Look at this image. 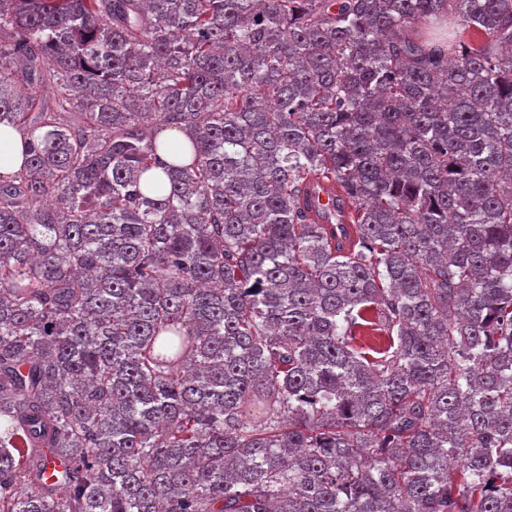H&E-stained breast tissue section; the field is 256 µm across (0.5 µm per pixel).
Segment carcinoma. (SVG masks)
<instances>
[{
    "instance_id": "carcinoma-1",
    "label": "carcinoma",
    "mask_w": 512,
    "mask_h": 512,
    "mask_svg": "<svg viewBox=\"0 0 512 512\" xmlns=\"http://www.w3.org/2000/svg\"><path fill=\"white\" fill-rule=\"evenodd\" d=\"M1 125L0 512H512V0H0ZM23 139L12 130L0 128V173L10 176L23 167ZM306 190L307 196H305V199L309 205L308 214L320 221L321 224H337L336 237L338 240L341 241L344 237H351L353 226L349 217L353 210L346 194L340 188L320 178H310ZM337 209L342 211L339 222H336Z\"/></svg>"
}]
</instances>
